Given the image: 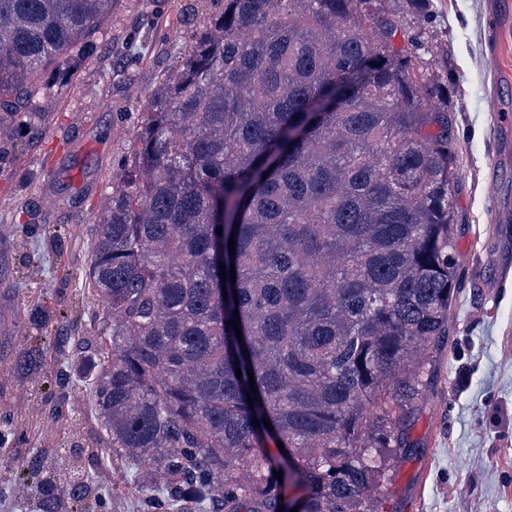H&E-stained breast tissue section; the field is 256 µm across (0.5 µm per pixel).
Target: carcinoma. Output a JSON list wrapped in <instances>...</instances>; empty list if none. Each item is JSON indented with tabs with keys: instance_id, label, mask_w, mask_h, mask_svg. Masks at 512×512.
Listing matches in <instances>:
<instances>
[{
	"instance_id": "cac0c4a2",
	"label": "carcinoma",
	"mask_w": 512,
	"mask_h": 512,
	"mask_svg": "<svg viewBox=\"0 0 512 512\" xmlns=\"http://www.w3.org/2000/svg\"><path fill=\"white\" fill-rule=\"evenodd\" d=\"M112 3L0 0V152ZM421 47L379 0H224L187 29L86 272L104 315L82 354L111 447L74 445L65 485L32 458L39 512L100 499L85 465L105 458L147 462L158 506L280 512L291 485L298 512H378L381 449L430 384L458 284L453 123ZM347 78L360 87L311 111ZM67 349L29 347L12 370Z\"/></svg>"
}]
</instances>
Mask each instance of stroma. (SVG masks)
Segmentation results:
<instances>
[{
    "instance_id": "35a3bbf8",
    "label": "stroma",
    "mask_w": 512,
    "mask_h": 512,
    "mask_svg": "<svg viewBox=\"0 0 512 512\" xmlns=\"http://www.w3.org/2000/svg\"><path fill=\"white\" fill-rule=\"evenodd\" d=\"M423 41L421 69L448 94L455 262L459 287L433 378L386 454L378 495L387 512H512V0H381ZM197 23L218 0H115L103 47L53 81L37 115L0 162V512H28L19 475L31 457L66 456L73 442L105 446L95 387L80 351L40 377H12L14 358L45 337L99 335L100 299L88 289L98 206L149 94L182 43L185 9ZM42 304L44 325L28 311ZM106 492L92 512H148L136 466L95 465Z\"/></svg>"
}]
</instances>
